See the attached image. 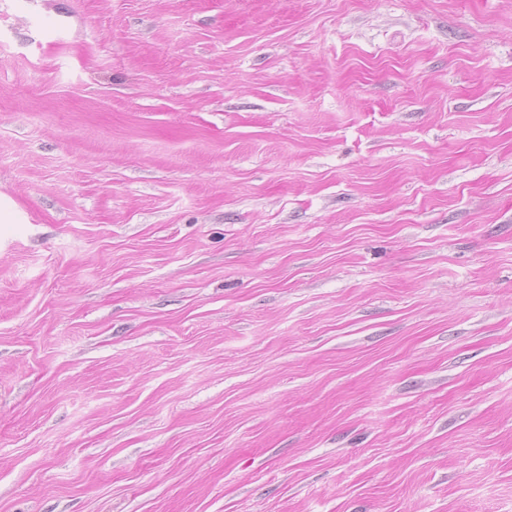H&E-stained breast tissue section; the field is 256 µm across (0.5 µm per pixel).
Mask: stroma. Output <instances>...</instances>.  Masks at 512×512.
<instances>
[{"label":"stroma","mask_w":512,"mask_h":512,"mask_svg":"<svg viewBox=\"0 0 512 512\" xmlns=\"http://www.w3.org/2000/svg\"><path fill=\"white\" fill-rule=\"evenodd\" d=\"M1 196L0 512H512V0H0Z\"/></svg>","instance_id":"obj_1"}]
</instances>
